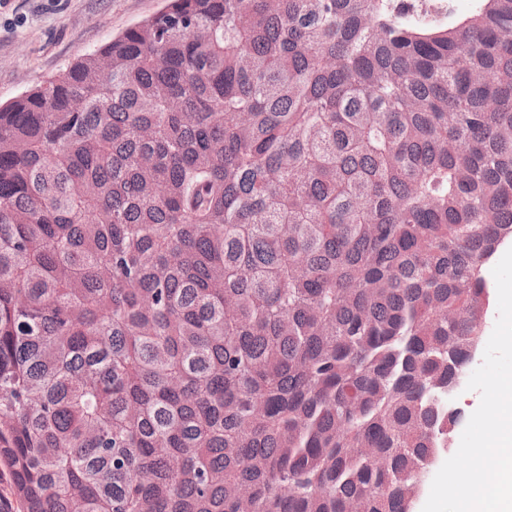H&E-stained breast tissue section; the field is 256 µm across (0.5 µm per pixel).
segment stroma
<instances>
[{"instance_id":"1","label":"stroma","mask_w":512,"mask_h":512,"mask_svg":"<svg viewBox=\"0 0 512 512\" xmlns=\"http://www.w3.org/2000/svg\"><path fill=\"white\" fill-rule=\"evenodd\" d=\"M163 0H0V106L156 15Z\"/></svg>"}]
</instances>
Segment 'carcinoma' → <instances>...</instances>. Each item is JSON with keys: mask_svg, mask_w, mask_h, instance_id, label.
Instances as JSON below:
<instances>
[{"mask_svg": "<svg viewBox=\"0 0 512 512\" xmlns=\"http://www.w3.org/2000/svg\"><path fill=\"white\" fill-rule=\"evenodd\" d=\"M408 5L166 0L0 107L23 512H405L512 241V0Z\"/></svg>", "mask_w": 512, "mask_h": 512, "instance_id": "1", "label": "carcinoma"}]
</instances>
